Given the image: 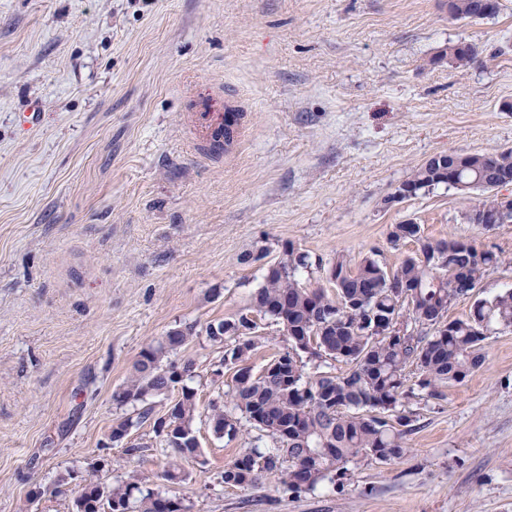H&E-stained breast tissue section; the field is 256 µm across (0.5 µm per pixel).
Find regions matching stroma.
Returning <instances> with one entry per match:
<instances>
[{
    "mask_svg": "<svg viewBox=\"0 0 512 512\" xmlns=\"http://www.w3.org/2000/svg\"><path fill=\"white\" fill-rule=\"evenodd\" d=\"M453 20L442 0H0V512H71L72 470L114 485L130 473L186 512H512V331L437 399L411 398L407 454L350 464L313 493L224 485L256 431L216 439L222 348L198 337L196 458L187 479L149 426L112 446L113 392L141 349L183 323L238 313L260 283L241 253L290 241L326 286L336 253L394 267L411 219L512 256V224L464 215L475 193L445 187L384 200L431 155L512 149V0ZM475 46L470 68L435 62ZM38 101L37 123L16 112ZM239 115L213 153L202 125ZM40 489L29 500L31 489Z\"/></svg>",
    "mask_w": 512,
    "mask_h": 512,
    "instance_id": "1",
    "label": "stroma"
}]
</instances>
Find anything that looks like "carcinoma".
I'll list each match as a JSON object with an SVG mask.
<instances>
[{"label": "carcinoma", "mask_w": 512, "mask_h": 512, "mask_svg": "<svg viewBox=\"0 0 512 512\" xmlns=\"http://www.w3.org/2000/svg\"><path fill=\"white\" fill-rule=\"evenodd\" d=\"M480 0H454L452 19L476 22L495 17L484 14ZM477 55L471 44L451 43L436 59L458 69L471 66ZM469 169L438 178L429 160L417 165L405 184L415 193L440 185L468 193L480 192L472 206L495 211L501 206L498 180L512 178V149L495 154L474 152ZM420 243L393 268L373 251L353 262L336 255L324 273L338 269L332 289L309 288L301 280L312 266L308 253L290 242L279 245L269 258L264 245L244 253L241 262L258 265L261 283L247 311L203 328L184 323L150 342L139 353L134 374L112 394L119 406L137 408L133 415L113 420L110 439L121 444L131 430L144 424L180 458L201 455L194 421L197 413L196 377L192 359H170L190 340L206 336L224 347V365L234 368L224 400L210 403V425L218 439L237 437L243 424L259 431L247 448L224 467V484L255 487L273 476L283 490L314 492L347 474V465L363 459L392 462L407 452L405 437L412 431L413 413L400 409L415 394L438 399L440 386L462 382L483 364L482 343L494 327L512 328V288L474 301L469 315L450 320L448 307L473 292L487 268L506 262L501 254L478 250L455 237ZM461 271L466 287L452 288L436 264ZM281 327L291 349L254 370L251 358L258 347L247 334L250 313ZM414 324L413 332L399 340L383 335L393 319ZM314 343L313 350L301 345ZM320 372L308 376L306 362ZM340 362L347 371L335 375L327 368ZM417 380L406 387V370ZM176 397L165 413L155 412L152 399ZM275 444L266 449L263 437ZM71 512H185L182 499L146 486L134 472L122 483L106 487L91 482L73 500Z\"/></svg>", "instance_id": "carcinoma-1"}]
</instances>
